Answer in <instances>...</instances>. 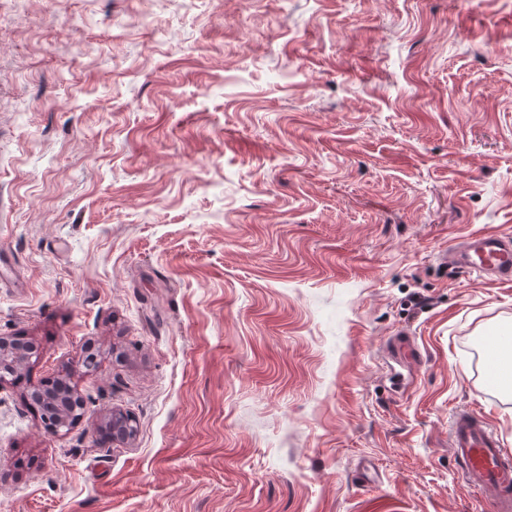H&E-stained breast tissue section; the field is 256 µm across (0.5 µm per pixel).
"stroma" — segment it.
<instances>
[{"label": "stroma", "instance_id": "1", "mask_svg": "<svg viewBox=\"0 0 512 512\" xmlns=\"http://www.w3.org/2000/svg\"><path fill=\"white\" fill-rule=\"evenodd\" d=\"M475 233L512 236V0H0V336L37 351L0 512H482L448 433L512 449V283L449 271ZM506 336L499 334H490L484 340V381L488 389H497L505 380L507 375V363L502 358Z\"/></svg>", "mask_w": 512, "mask_h": 512}]
</instances>
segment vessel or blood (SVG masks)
Segmentation results:
<instances>
[{
	"label": "vessel or blood",
	"instance_id": "b4317fda",
	"mask_svg": "<svg viewBox=\"0 0 512 512\" xmlns=\"http://www.w3.org/2000/svg\"><path fill=\"white\" fill-rule=\"evenodd\" d=\"M447 262L456 273L475 272L495 282H512V237L470 235L449 252ZM506 342L499 334L484 340L488 389H497L506 378L502 358ZM449 448L468 487L480 493L483 512H512V452L503 447L486 419L467 408L458 410L450 425Z\"/></svg>",
	"mask_w": 512,
	"mask_h": 512
}]
</instances>
